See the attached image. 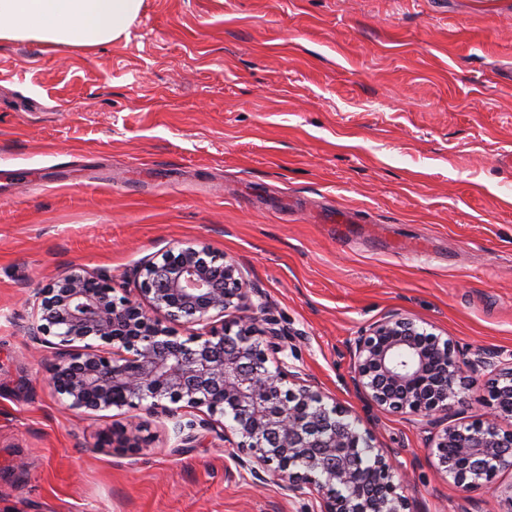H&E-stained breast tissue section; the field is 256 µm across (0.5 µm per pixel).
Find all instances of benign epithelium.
Instances as JSON below:
<instances>
[{
    "mask_svg": "<svg viewBox=\"0 0 512 512\" xmlns=\"http://www.w3.org/2000/svg\"><path fill=\"white\" fill-rule=\"evenodd\" d=\"M141 300L117 299L112 281L83 271L64 272L38 296L39 329L54 337L51 380L69 407L136 408L143 402L168 413L163 401H183L210 419L232 418L238 468L256 483L280 480L288 496L325 494L322 512H403L404 497L392 466L375 451L372 435L348 418L308 375L288 364L286 334L277 321L213 318L229 309H259L239 264L207 248L166 252L133 271ZM205 331L180 341L171 322ZM112 346L108 356L89 343ZM350 382L369 404L430 424L448 420V408L467 386L464 369L487 362L464 360L453 340L390 313L348 343ZM275 363L270 369L268 363ZM487 386L493 415L444 426L429 437L437 471L466 490L491 489L496 474L512 470V360L495 365ZM109 446L138 449L123 430Z\"/></svg>",
    "mask_w": 512,
    "mask_h": 512,
    "instance_id": "benign-epithelium-1",
    "label": "benign epithelium"
}]
</instances>
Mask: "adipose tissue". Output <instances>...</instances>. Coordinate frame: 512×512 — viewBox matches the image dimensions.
Listing matches in <instances>:
<instances>
[{"instance_id": "obj_1", "label": "adipose tissue", "mask_w": 512, "mask_h": 512, "mask_svg": "<svg viewBox=\"0 0 512 512\" xmlns=\"http://www.w3.org/2000/svg\"><path fill=\"white\" fill-rule=\"evenodd\" d=\"M143 0H0V40L91 51L121 36Z\"/></svg>"}]
</instances>
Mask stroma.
I'll return each mask as SVG.
<instances>
[{
    "mask_svg": "<svg viewBox=\"0 0 512 512\" xmlns=\"http://www.w3.org/2000/svg\"><path fill=\"white\" fill-rule=\"evenodd\" d=\"M194 246L234 259L311 375L388 455L404 512H507L439 476L427 432L347 384L391 312L512 359V0H144L91 52L0 41V512H318L253 484L231 418L80 409L28 301ZM487 371L449 422L483 419ZM194 421L183 445L175 420ZM138 423L131 455L105 446Z\"/></svg>",
    "mask_w": 512,
    "mask_h": 512,
    "instance_id": "35a3bbf8",
    "label": "stroma"
}]
</instances>
